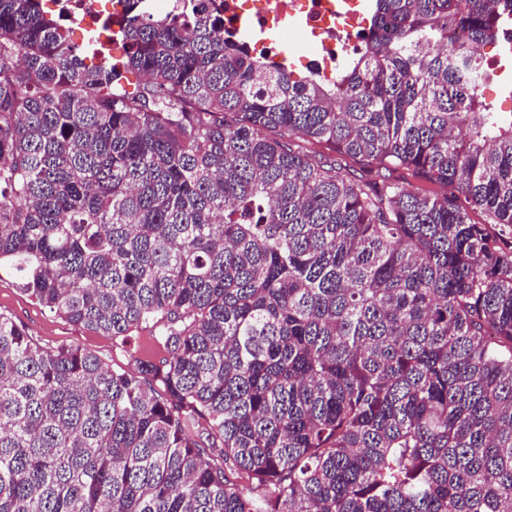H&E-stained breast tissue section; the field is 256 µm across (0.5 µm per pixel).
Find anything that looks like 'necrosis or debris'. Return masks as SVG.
I'll use <instances>...</instances> for the list:
<instances>
[{"mask_svg": "<svg viewBox=\"0 0 512 512\" xmlns=\"http://www.w3.org/2000/svg\"><path fill=\"white\" fill-rule=\"evenodd\" d=\"M248 18L265 42L307 53L314 67L331 69L368 27L359 0H224V22Z\"/></svg>", "mask_w": 512, "mask_h": 512, "instance_id": "necrosis-or-debris-1", "label": "necrosis or debris"}]
</instances>
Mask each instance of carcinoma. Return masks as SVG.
Here are the masks:
<instances>
[{
  "label": "carcinoma",
  "mask_w": 512,
  "mask_h": 512,
  "mask_svg": "<svg viewBox=\"0 0 512 512\" xmlns=\"http://www.w3.org/2000/svg\"><path fill=\"white\" fill-rule=\"evenodd\" d=\"M117 3L79 39L0 0V264L167 356L0 313V512H512V112L478 53L512 0H371L330 80L219 4ZM13 275L0 270V312L21 324L40 345L54 348L62 344L79 346L96 354L109 368L134 369V358L159 359L166 355L148 329L132 333L126 347L121 340L103 336L67 322L43 308L19 289Z\"/></svg>",
  "instance_id": "1"
}]
</instances>
